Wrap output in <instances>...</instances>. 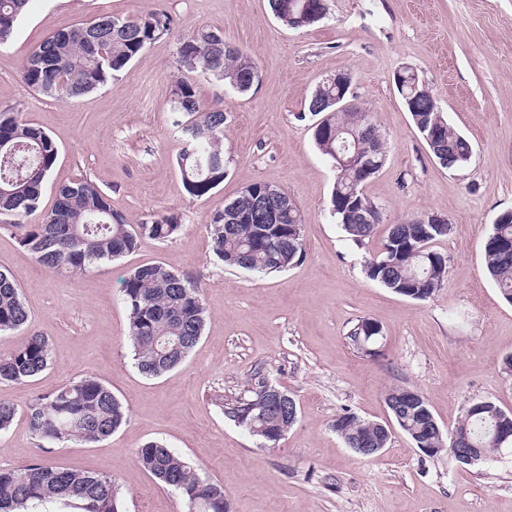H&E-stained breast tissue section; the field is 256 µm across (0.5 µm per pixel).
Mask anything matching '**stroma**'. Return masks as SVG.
I'll list each match as a JSON object with an SVG mask.
<instances>
[{
	"instance_id": "1",
	"label": "stroma",
	"mask_w": 512,
	"mask_h": 512,
	"mask_svg": "<svg viewBox=\"0 0 512 512\" xmlns=\"http://www.w3.org/2000/svg\"><path fill=\"white\" fill-rule=\"evenodd\" d=\"M327 15L284 26L268 0H30L0 45V108L14 107L48 133L58 159L42 192L39 223L60 185L96 182L132 224L177 216L171 240L142 238L134 253L90 272L53 273L0 228V271L13 274L30 314L27 328L0 338V350L29 332L48 336L51 364L33 381L0 383L18 413L0 432V469L36 461L112 475L126 512H187L182 495L135 461L158 442L219 483L231 512H512V456L495 464L430 458L402 432L367 459L347 448L333 424L349 412L381 424L394 387L421 393L443 432L473 401L512 410V303L484 272V244L496 217L512 210V0H326ZM159 8L174 27L117 79L74 100H56L21 78L26 55L50 34L105 14ZM206 28L247 51L259 79L246 93L200 77L202 110L224 111L223 182L203 197L184 189L175 162L179 133L169 91L180 76L177 47ZM411 67L448 121L472 143L470 162L446 168L429 150L397 92ZM353 76L357 104L386 141L379 173L363 192L383 224L362 245L329 212L336 172L313 139L307 101L338 72ZM279 187L304 220L305 253L277 274L226 267L213 257L206 226L247 184ZM446 217L451 235L435 244L448 257L443 288L420 301L366 278L365 260L386 227L424 213ZM159 263L193 277L207 309L203 334L185 361L156 378L134 366L126 272ZM361 319L382 330L374 355L347 334ZM262 376L295 400L296 422L275 447L225 417L229 403ZM91 376L128 407L130 421L102 441L40 447L24 411L37 396Z\"/></svg>"
}]
</instances>
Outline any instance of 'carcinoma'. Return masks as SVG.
<instances>
[{"label":"carcinoma","mask_w":512,"mask_h":512,"mask_svg":"<svg viewBox=\"0 0 512 512\" xmlns=\"http://www.w3.org/2000/svg\"><path fill=\"white\" fill-rule=\"evenodd\" d=\"M30 0H0V45L10 41ZM273 14L286 26L302 28L325 14L324 0H269ZM173 20L153 8L134 18L100 15L77 26L55 32L31 51L23 63V81L33 90L54 99H74L112 81L151 43L168 34ZM177 55L186 75L174 81L171 110L179 132L176 161L187 193L203 197L224 181V110L201 111L193 74L202 73L248 92L259 79L256 61L239 47L224 42L219 31L201 29L179 42ZM336 84L318 85L308 111L321 116L314 141L337 171L330 196V212L345 236L361 245L382 223L381 209L363 215L353 206L350 188L360 178L352 164H339L333 150L340 140H359L371 155L385 157V141L375 124L354 122V113L336 112L328 104ZM418 132H439L430 151L444 166L462 167L472 156L469 140L440 112L433 94L402 79L399 91ZM58 157V148L43 130L27 122L13 108H0V211L19 219L38 208L42 190ZM270 194L276 208L275 222L255 208L258 195ZM21 246L52 272L74 275L98 263L116 260L149 237L174 238L182 229L174 215L130 224L112 209L111 197L93 180L83 178L60 186L58 198L39 224L16 222ZM216 259L248 272L276 273L298 263L304 255L303 219L299 209L277 186L253 182L207 225ZM452 225L425 213L412 224H391L378 255L364 266L366 277L397 294L415 300L431 298L445 284L448 257L432 244L451 234ZM485 268L503 298L512 303V216L504 212L492 225L484 246ZM122 300L128 309V337L137 370L149 377L178 367L196 346L206 320L198 281L155 263L130 270L122 282ZM29 323V313L16 279L0 272V337ZM381 335L368 319L358 321L348 333L351 344L363 350ZM51 363L47 336L33 332L18 345L0 351V382L22 384L46 370ZM403 389L386 394L398 427L416 448H431L439 441L431 420L434 415L423 396L408 400ZM256 399V396H251ZM249 399V400H251ZM249 400L238 399L222 407L224 415L245 426L264 446H275L288 426V408H296L279 389L271 394L266 412H248ZM29 430L43 448L67 443H95L126 424L128 409L112 390L91 376L75 379L55 391L38 396L27 406ZM511 431L500 442L497 432ZM336 433L349 448H386V428L346 413L334 423ZM454 431L474 448L484 450L485 463L498 461L512 449V411L494 402L476 412L465 411ZM138 465L158 484L180 492L189 512H225L224 488L202 478L183 457L156 442L136 452ZM122 512L112 476L72 470L35 462L21 468L0 470V512Z\"/></svg>","instance_id":"obj_1"}]
</instances>
